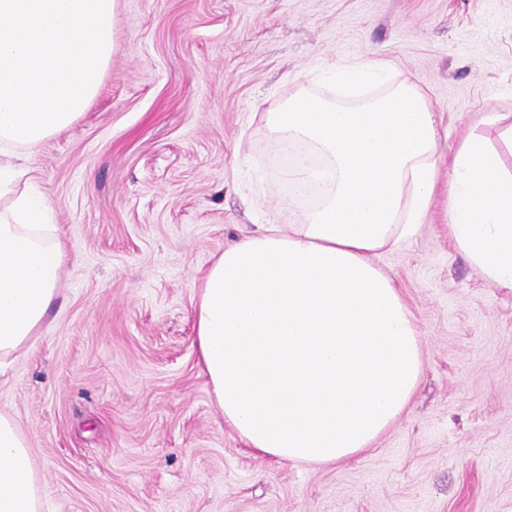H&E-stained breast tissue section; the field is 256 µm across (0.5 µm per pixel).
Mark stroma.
<instances>
[{
    "label": "stroma",
    "mask_w": 512,
    "mask_h": 512,
    "mask_svg": "<svg viewBox=\"0 0 512 512\" xmlns=\"http://www.w3.org/2000/svg\"><path fill=\"white\" fill-rule=\"evenodd\" d=\"M89 108L27 150L68 245L49 324L0 372L45 512H512V292L448 240V168L382 253L420 332L407 413L330 466L254 456L195 348L212 259L254 225L302 220L262 113L327 99L326 63L367 54L512 170V0H118Z\"/></svg>",
    "instance_id": "35a3bbf8"
}]
</instances>
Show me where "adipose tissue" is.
I'll return each mask as SVG.
<instances>
[{
  "instance_id": "adipose-tissue-1",
  "label": "adipose tissue",
  "mask_w": 512,
  "mask_h": 512,
  "mask_svg": "<svg viewBox=\"0 0 512 512\" xmlns=\"http://www.w3.org/2000/svg\"><path fill=\"white\" fill-rule=\"evenodd\" d=\"M116 0H0V361L30 349L58 295L67 243L18 187L24 149L89 107L112 62ZM337 87L384 85L350 105L308 93L263 121L296 194L319 202L290 229L260 224L213 260L195 345L226 424L254 453L330 465L370 448L422 374L415 318L374 259L413 234L450 168L448 235L512 291V173L483 140L438 151L435 113L368 58L326 67ZM0 512H44L31 444L0 413Z\"/></svg>"
}]
</instances>
